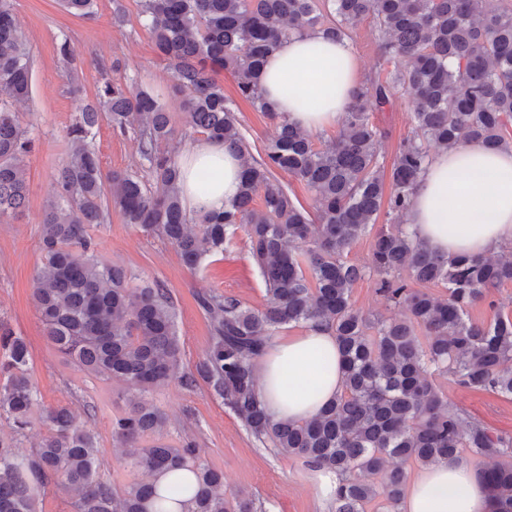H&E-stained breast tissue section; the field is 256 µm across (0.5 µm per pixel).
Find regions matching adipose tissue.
<instances>
[{
    "label": "adipose tissue",
    "instance_id": "ef3b65f1",
    "mask_svg": "<svg viewBox=\"0 0 512 512\" xmlns=\"http://www.w3.org/2000/svg\"><path fill=\"white\" fill-rule=\"evenodd\" d=\"M273 111L303 130L318 132L348 112L360 83L348 44L318 33L281 40L258 74ZM181 194L198 213L223 210L239 190L240 156L223 142L201 140L177 157ZM212 173L200 187L202 173ZM407 230L432 251L487 256L512 245V148L489 150L476 142L433 154L419 177L405 215ZM332 369L320 366L321 359ZM336 338L323 326L276 336L259 360L258 392L274 420L302 422L333 402L343 386ZM479 470L458 459L423 467L409 482L401 512H492Z\"/></svg>",
    "mask_w": 512,
    "mask_h": 512
}]
</instances>
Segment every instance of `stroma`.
Segmentation results:
<instances>
[{
  "label": "stroma",
  "mask_w": 512,
  "mask_h": 512,
  "mask_svg": "<svg viewBox=\"0 0 512 512\" xmlns=\"http://www.w3.org/2000/svg\"><path fill=\"white\" fill-rule=\"evenodd\" d=\"M15 14L32 58V95L23 113L31 115L36 149L28 157L27 205L17 218L0 220V318L21 336L30 354V374L40 403L67 406L92 429L98 441V473L113 487L143 480L128 463V452L112 438V421L127 409L123 383L81 371L47 338L32 299V279L42 265L40 215L52 195L58 172L70 150L67 131L77 115L94 103L104 78L121 79L157 97L169 113L182 150H189L199 135L189 122L180 97L173 94L172 70L154 48L138 14L137 0H124L129 23L112 25V0H96L93 16H73L58 0H14ZM69 37L75 49L82 91L71 94L66 68L55 43ZM224 93L234 101V113L251 157H259L277 129L263 113L240 98L228 73H220ZM411 97L397 91L390 106L375 113L385 131L381 155L391 163L399 143L411 136ZM103 172L134 171L143 183L152 176L143 164L134 133L113 131L101 120L93 133ZM101 258L124 267L137 280L160 281L169 290L177 313L181 347L179 370L194 371L211 341L210 323L197 304L203 292L218 291L260 309L266 302L262 278L246 247L244 230H237L223 256L211 258L199 270L183 265L169 243L144 234L113 213L108 224L94 228ZM453 407L497 433L512 435V398L488 391H465L452 375L435 378ZM167 422L163 436L173 446L194 441L201 463L223 472L224 497L249 499L254 512H333L332 505L316 499L301 460L276 454L257 441L243 423L212 394L205 383L188 388L179 381L156 388L147 396Z\"/></svg>",
  "instance_id": "obj_1"
}]
</instances>
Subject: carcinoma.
<instances>
[{"label":"carcinoma","instance_id":"cac0c4a2","mask_svg":"<svg viewBox=\"0 0 512 512\" xmlns=\"http://www.w3.org/2000/svg\"><path fill=\"white\" fill-rule=\"evenodd\" d=\"M60 3L74 15L94 13L95 0ZM138 6L156 51L172 67V89L192 127L245 154L232 102L217 80L227 71L237 93L276 124L277 134L260 160L244 161L239 193L224 210L199 214L192 225L180 195L168 112L142 88L105 82L96 103L69 128L72 146L39 220L43 263L33 277V300L49 340L81 370L118 380L140 397L173 379L186 387L204 380L254 438L340 476L335 512H365L376 497L386 501L387 512H400L407 476L387 464L446 462L464 448L494 461L483 470L494 512H512V436L467 419L434 382L450 373L463 389L512 396V317L498 314L488 324L468 318V308L489 289L512 282V256L439 254L395 224L375 235L371 267L345 257L382 207L403 218L429 148L448 150L463 141L490 150L512 145L505 136L512 124V4L138 0ZM361 19L372 24L382 64L354 91L336 139L318 147L311 134L272 111L257 73L283 37L317 31L343 41L348 26ZM56 52L73 63L69 37L57 41ZM399 87L413 99L415 134L400 143L386 175L379 163L384 133L371 113L390 104ZM0 92L2 219L24 206L25 160L34 150L17 110L32 93V61L13 0H0ZM103 112L114 132L134 131L154 187L135 172L103 174L91 141ZM280 173L314 193L315 215L296 203ZM113 207L125 223L175 246L191 269L224 254L235 229H245L266 303L253 309L215 291L197 296L212 340L195 376L179 374L176 311L167 288L158 281L134 286L130 273L99 256L90 229L109 223ZM368 270L377 276V292L405 309L404 318L372 319L353 306L352 289ZM428 283L444 285L448 297L414 288ZM322 322L336 336L342 391L308 421L275 422L259 399L254 361L281 328ZM418 327L425 331L423 344ZM36 415L48 432L28 454L19 438ZM2 416L13 437L0 438V512H37L35 485L51 482L75 493V512H148L154 482L117 490L99 478L95 434L68 407H40L27 345L0 319ZM164 424L157 408L133 401L112 420V436L132 446ZM130 465L149 476L190 467L197 483L188 512H231L223 475L197 461L191 441L176 448L159 436L133 452Z\"/></svg>","mask_w":512,"mask_h":512}]
</instances>
